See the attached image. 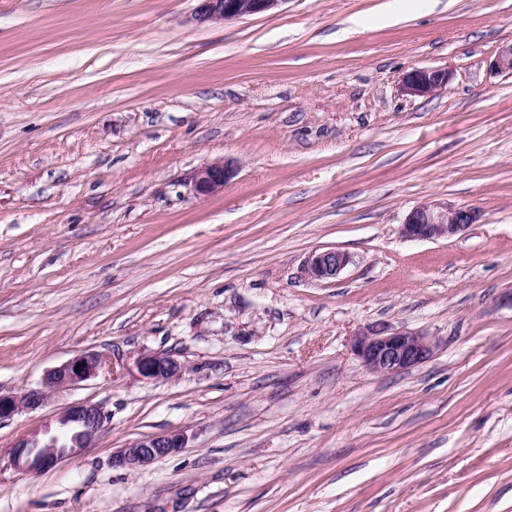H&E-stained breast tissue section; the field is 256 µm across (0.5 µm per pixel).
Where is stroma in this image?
I'll list each match as a JSON object with an SVG mask.
<instances>
[{
  "label": "stroma",
  "mask_w": 512,
  "mask_h": 512,
  "mask_svg": "<svg viewBox=\"0 0 512 512\" xmlns=\"http://www.w3.org/2000/svg\"><path fill=\"white\" fill-rule=\"evenodd\" d=\"M194 6L0 0V391L114 366L0 422V512H512V75L488 68L512 0ZM417 67L447 86L403 95ZM423 203L482 218L405 240ZM327 248L350 264L311 279ZM373 325L433 357L370 373ZM143 353L186 370L146 382ZM84 402L110 416L92 447L12 466ZM170 431L186 448L113 467ZM195 2L196 5L188 22L199 26L274 13L285 0H195ZM232 174V169L224 161L217 160L206 164L195 174V191L204 196L214 194L224 188ZM348 253L335 248L314 251L306 262L307 274L319 281L335 279L350 263ZM186 448V436L181 431L167 432L137 439L112 455L114 467L136 468L174 454Z\"/></svg>",
  "instance_id": "1"
}]
</instances>
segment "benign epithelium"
Listing matches in <instances>:
<instances>
[{
    "label": "benign epithelium",
    "mask_w": 512,
    "mask_h": 512,
    "mask_svg": "<svg viewBox=\"0 0 512 512\" xmlns=\"http://www.w3.org/2000/svg\"><path fill=\"white\" fill-rule=\"evenodd\" d=\"M196 5L188 19L195 25L226 23L246 16L275 12L286 0H195ZM490 70L512 74V44L500 49ZM449 73L437 68H414L402 78L401 92L411 97H429L448 85ZM232 176V169L221 160L200 167L194 180L199 195H211L224 188ZM480 219L473 208L448 209L435 204H423L412 209L401 224V234L409 240H436L456 235ZM350 263L348 253L335 248L316 250L306 262L307 274L319 281L336 278ZM436 342L420 331L390 330L372 327L356 335L353 349L363 366L370 372L393 375L425 363L434 354ZM139 376L147 382L169 381L180 377L184 365L167 353L140 355L135 361ZM112 370V364L102 356L87 352L46 372L38 386L20 393H0V422L24 410L41 407L52 391L76 386ZM108 422L103 409L92 403L69 407L60 417V423L74 432L61 444L64 434L48 428L36 430L13 445L12 463L24 472L52 469L63 460L84 448L92 447ZM186 447V436L181 431L167 432L137 439L112 455V466L136 468L174 454Z\"/></svg>",
    "instance_id": "1"
}]
</instances>
